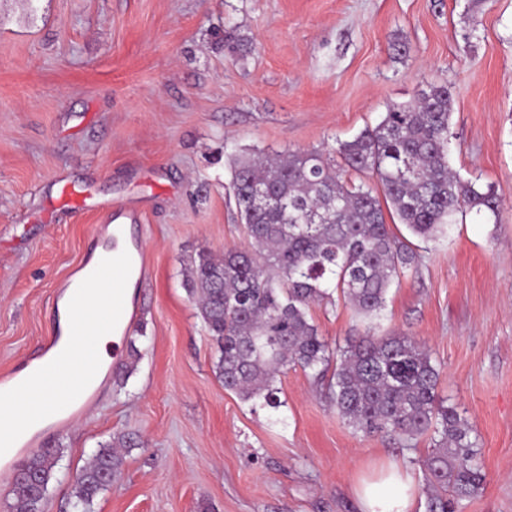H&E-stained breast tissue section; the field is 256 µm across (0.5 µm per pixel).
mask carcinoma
Segmentation results:
<instances>
[{
  "mask_svg": "<svg viewBox=\"0 0 512 512\" xmlns=\"http://www.w3.org/2000/svg\"><path fill=\"white\" fill-rule=\"evenodd\" d=\"M451 94L443 82L326 153L257 151L230 158L239 221L249 247L201 251L186 285L219 356L224 389L253 407L278 410V377L298 367L326 382L330 404L364 434L427 437L432 453L411 461L428 490L427 512H457L486 474L472 426L438 393L440 371L415 338L376 335L390 286L416 270L413 244L394 235L385 212L424 243L448 233L467 210L498 215L495 190L463 179L449 164ZM376 178L347 182L345 170ZM368 323L361 336L332 346L309 315L333 294ZM131 439L117 435L75 475L72 497L88 509L121 474ZM59 450L41 448L18 467L27 479L10 495L16 512H36Z\"/></svg>",
  "mask_w": 512,
  "mask_h": 512,
  "instance_id": "obj_1",
  "label": "carcinoma"
}]
</instances>
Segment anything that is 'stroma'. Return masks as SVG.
I'll return each instance as SVG.
<instances>
[{
	"instance_id": "stroma-1",
	"label": "stroma",
	"mask_w": 512,
	"mask_h": 512,
	"mask_svg": "<svg viewBox=\"0 0 512 512\" xmlns=\"http://www.w3.org/2000/svg\"><path fill=\"white\" fill-rule=\"evenodd\" d=\"M434 80L451 166L503 206L430 244L381 327L425 344L479 437L486 483L462 512H512V0H0V373L53 336L113 206L146 261L119 366L42 436L61 458L41 512H76V473L119 434L135 444L90 512H357L360 476L421 479L428 438L353 431L301 369L275 411L226 391L184 269L248 245L232 154L327 150ZM311 314L339 344L360 326L341 303Z\"/></svg>"
}]
</instances>
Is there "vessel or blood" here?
Here are the masks:
<instances>
[{"mask_svg":"<svg viewBox=\"0 0 512 512\" xmlns=\"http://www.w3.org/2000/svg\"><path fill=\"white\" fill-rule=\"evenodd\" d=\"M145 258L142 252L116 250L105 263L97 265L83 280L74 284L70 306L74 313H81L87 301L90 285L104 283L110 285L108 300L101 307L98 318L102 327L111 329L113 335L122 336L127 331L122 285L131 276L143 274ZM51 357L26 377L17 372L0 376V399L8 401L25 387L38 385L53 399V416L68 420L85 408L96 375L101 367L96 338H87L80 346H63L58 339H50L45 346ZM34 432L25 427L11 424L0 426V460L19 458L22 451L38 446Z\"/></svg>","mask_w":512,"mask_h":512,"instance_id":"vessel-or-blood-1","label":"vessel or blood"}]
</instances>
